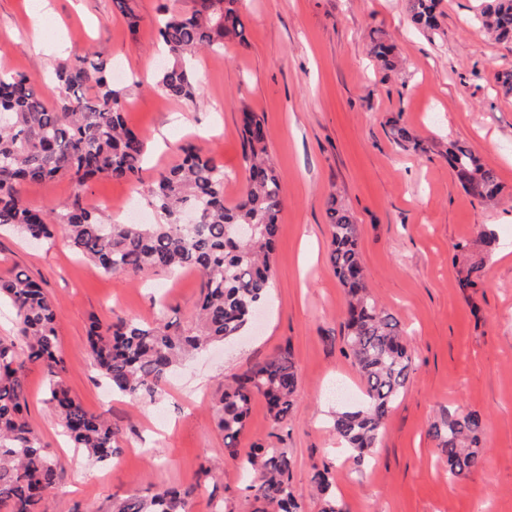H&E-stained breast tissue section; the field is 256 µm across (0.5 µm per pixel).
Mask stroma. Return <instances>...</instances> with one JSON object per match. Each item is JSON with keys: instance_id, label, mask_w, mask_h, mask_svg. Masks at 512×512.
I'll return each mask as SVG.
<instances>
[{"instance_id": "stroma-1", "label": "stroma", "mask_w": 512, "mask_h": 512, "mask_svg": "<svg viewBox=\"0 0 512 512\" xmlns=\"http://www.w3.org/2000/svg\"><path fill=\"white\" fill-rule=\"evenodd\" d=\"M480 2L442 0L441 25L427 31L412 25L404 0H242L248 46L199 53L195 99L173 101L144 86L160 57L154 21L176 0H128L140 19L134 29L113 0H46L49 37L66 54L98 55L122 70L126 121L150 143L144 184L191 141L223 166L224 198L237 203L247 109L265 119L284 197L260 326L185 361L153 403L111 393L93 365L88 325L163 319L189 327L199 273L108 274L64 233L37 242L0 231V276L21 267L46 289L65 360L60 379L119 429L123 449L96 463L69 447L48 402L46 371L27 363L28 419L60 466L46 512H107L113 498L171 485L195 486L190 512H211L217 498L224 512H251L240 462L225 453L212 406L225 381L283 348L299 371L288 425L273 428L263 399L255 398L240 448L288 451L301 512H320L310 478L323 466L334 474L346 512H512V95L495 80L512 68V43L475 24ZM31 4L0 0V70L26 75L51 102L62 55L34 50ZM374 32L395 44L397 70L381 69L369 56ZM396 122L423 150L394 141ZM452 142L496 172L503 186L497 204L460 188L445 160ZM332 196L354 216L369 291L407 332L413 357L407 388L366 463L342 446L330 423L331 389L342 384L356 394L363 387L343 352L346 295L329 263ZM83 202L120 222L157 221L144 195L109 177L91 181ZM483 226L494 230V248L479 239ZM478 259L486 266L483 283L461 287L462 270ZM457 407L481 414L486 461L452 482L427 429ZM204 464L214 483L199 484Z\"/></svg>"}]
</instances>
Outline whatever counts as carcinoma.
Segmentation results:
<instances>
[{
  "mask_svg": "<svg viewBox=\"0 0 512 512\" xmlns=\"http://www.w3.org/2000/svg\"><path fill=\"white\" fill-rule=\"evenodd\" d=\"M240 3L191 0L183 10L165 11L157 23V38L168 63L147 89L174 100L194 99L192 57L205 49L219 50L227 41L248 45ZM440 3L406 0L412 21L427 30L440 25ZM478 19L498 40L512 42V0H483ZM393 52L383 38H371L370 53L389 70L397 67ZM56 80L59 96L49 104L24 75L0 71V227L46 239L58 226L105 273L135 276L146 269H192L201 275L196 319L189 329L163 321L104 325L93 320L89 325L94 366L112 392L152 398L188 354L240 335L252 310L266 300L284 199L264 120L255 112H242L244 189L233 206L224 205V169L202 149L187 144L179 148V161L148 190L158 224L114 222L106 211L83 205L78 194L60 208H37L24 196L28 183L67 177L82 190L92 178L106 176L138 190L147 157V138L127 125L125 103L108 60L74 54L58 67ZM392 135L423 149L404 126L394 125ZM448 164L466 194L487 204L498 200L502 186L495 172L468 147L448 144ZM186 210L196 212L197 223L180 222ZM327 213L329 261L348 297L344 353L364 383L362 402L337 409L332 427L358 460L367 461L406 388L412 355L399 322L379 308L368 290L354 217L334 196ZM483 277V263H473L460 286L474 288ZM2 297L15 311L16 336L0 337V512H44L58 463L28 420L25 361L44 366L49 401L74 447L97 462L109 461L122 453L119 431L60 383L65 361L56 313L43 288L15 269L0 277ZM20 346L26 348L25 361L19 358ZM298 384V368L285 348L225 385L215 406L225 451L240 455L239 440L257 396L264 400L273 427L286 425ZM427 433L438 441L450 478L464 479L483 468L484 423L477 412L456 410L432 422ZM292 467V457L278 448L259 447L246 456L243 470L252 512H301L289 484ZM312 483L322 497V512H344L328 468L315 471ZM194 491L179 486L131 494L113 500L111 512H188Z\"/></svg>",
  "mask_w": 512,
  "mask_h": 512,
  "instance_id": "obj_1",
  "label": "carcinoma"
}]
</instances>
